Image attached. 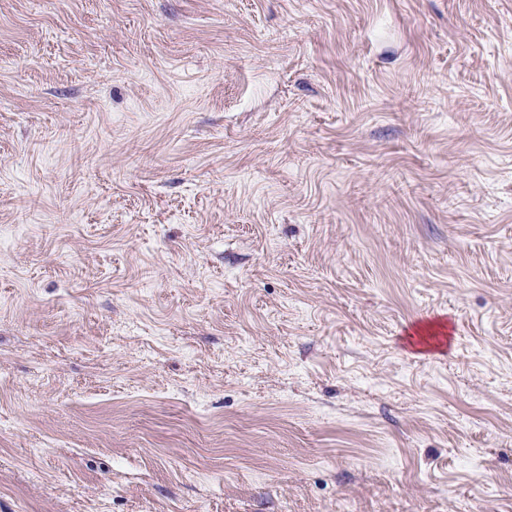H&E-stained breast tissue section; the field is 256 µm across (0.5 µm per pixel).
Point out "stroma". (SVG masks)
Here are the masks:
<instances>
[{
    "label": "stroma",
    "instance_id": "1",
    "mask_svg": "<svg viewBox=\"0 0 512 512\" xmlns=\"http://www.w3.org/2000/svg\"><path fill=\"white\" fill-rule=\"evenodd\" d=\"M0 512H512V0H0Z\"/></svg>",
    "mask_w": 512,
    "mask_h": 512
}]
</instances>
